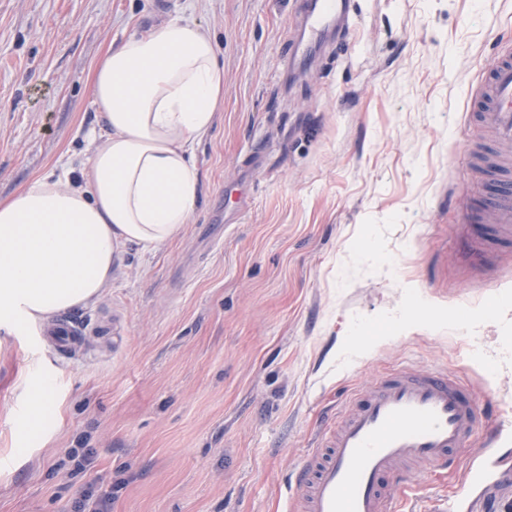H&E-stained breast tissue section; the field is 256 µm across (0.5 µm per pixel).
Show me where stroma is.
Returning a JSON list of instances; mask_svg holds the SVG:
<instances>
[{"instance_id":"obj_1","label":"stroma","mask_w":512,"mask_h":512,"mask_svg":"<svg viewBox=\"0 0 512 512\" xmlns=\"http://www.w3.org/2000/svg\"><path fill=\"white\" fill-rule=\"evenodd\" d=\"M303 0H0V197L70 165L96 126L106 47L193 16L224 62V115L197 146L204 199L178 240L130 248L100 302L0 332V512H289L323 413L389 367L460 373L498 395L512 464V247L472 265L463 209L487 189L460 128L470 85L512 48V0H357L342 49L294 65ZM59 422L27 438V388ZM94 451L74 473L66 454ZM79 333L80 328L78 326L63 320H59V323L47 327L44 331L45 336H49L55 342L56 349L61 354L67 352L74 336H78Z\"/></svg>"}]
</instances>
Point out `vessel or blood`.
I'll list each match as a JSON object with an SVG mask.
<instances>
[{"label":"vessel or blood","instance_id":"b4317fda","mask_svg":"<svg viewBox=\"0 0 512 512\" xmlns=\"http://www.w3.org/2000/svg\"><path fill=\"white\" fill-rule=\"evenodd\" d=\"M358 20L357 0H306L290 43L293 59L312 58ZM465 119L491 129L499 142H512V50L488 63ZM487 182L496 222L465 242L477 263L486 261L488 244L512 243V166L489 167ZM79 332L63 320L45 330L62 354ZM494 422L492 405L448 371L394 369L328 416L316 446L288 477L290 512H396V497L424 471L448 469L461 449L471 448L475 454L454 498L429 504L428 512H455L498 457Z\"/></svg>","mask_w":512,"mask_h":512}]
</instances>
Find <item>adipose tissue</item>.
I'll return each instance as SVG.
<instances>
[{"label": "adipose tissue", "mask_w": 512, "mask_h": 512, "mask_svg": "<svg viewBox=\"0 0 512 512\" xmlns=\"http://www.w3.org/2000/svg\"><path fill=\"white\" fill-rule=\"evenodd\" d=\"M89 91L100 122L78 179L50 172L0 198V331L96 303L124 248L178 238L203 199L193 152L224 106V65L199 22L109 45Z\"/></svg>", "instance_id": "1"}]
</instances>
